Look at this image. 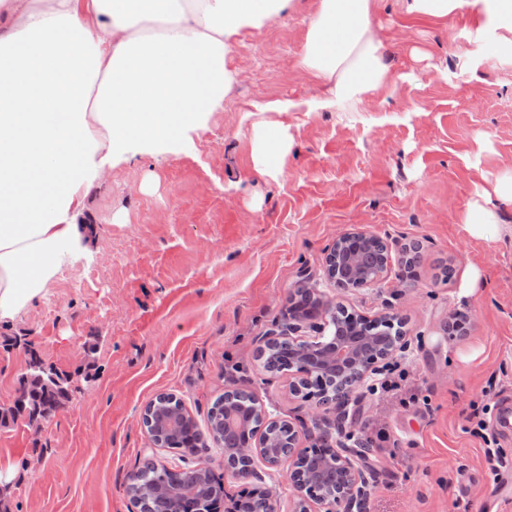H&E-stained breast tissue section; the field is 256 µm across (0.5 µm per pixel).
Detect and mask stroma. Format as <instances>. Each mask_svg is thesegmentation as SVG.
<instances>
[{"mask_svg": "<svg viewBox=\"0 0 512 512\" xmlns=\"http://www.w3.org/2000/svg\"><path fill=\"white\" fill-rule=\"evenodd\" d=\"M406 6L380 0L371 17L392 81L362 104L322 106L297 66L315 0L245 28L227 56L238 82L192 152L141 158L94 192L92 256L64 263L43 300L0 324V342L28 336L45 365L90 375L40 427H0L9 512H137L133 476L181 455L143 427L160 393L202 431L212 401L235 389L278 419L312 420V401L256 360L306 280L367 317L405 322V381L384 392L377 374L364 392L358 429L377 458L368 512H512V471L493 476L467 422L472 405L491 424L512 404V205H497L493 237L463 227L483 191L512 180V58L490 52L496 34L476 6L443 22ZM276 100L320 107L265 111ZM264 125L287 127L292 142L273 174L256 152ZM352 228L417 245L419 258L394 257L377 287L336 292L325 258ZM193 459L226 498L263 484L291 512L287 465L255 458L259 477L244 483L213 442Z\"/></svg>", "mask_w": 512, "mask_h": 512, "instance_id": "obj_1", "label": "stroma"}]
</instances>
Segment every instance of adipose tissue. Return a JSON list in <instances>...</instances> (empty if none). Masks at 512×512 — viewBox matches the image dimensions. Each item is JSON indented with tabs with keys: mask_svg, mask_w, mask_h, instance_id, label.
<instances>
[{
	"mask_svg": "<svg viewBox=\"0 0 512 512\" xmlns=\"http://www.w3.org/2000/svg\"><path fill=\"white\" fill-rule=\"evenodd\" d=\"M291 0H0V322L83 255L113 171L183 153L236 82L229 41ZM377 0H316L299 68L325 105L390 82Z\"/></svg>",
	"mask_w": 512,
	"mask_h": 512,
	"instance_id": "ef3b65f1",
	"label": "adipose tissue"
}]
</instances>
